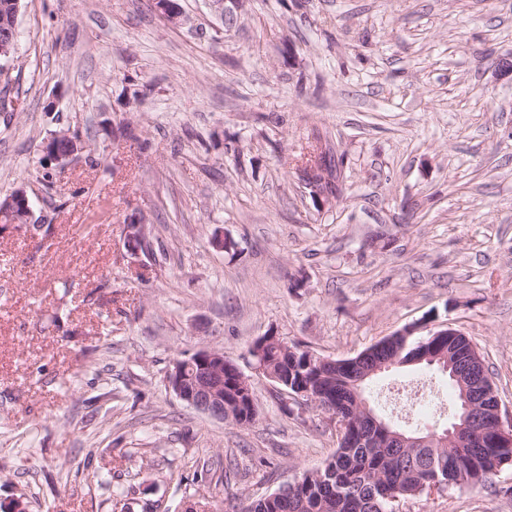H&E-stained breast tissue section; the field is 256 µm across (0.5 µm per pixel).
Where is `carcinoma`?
Wrapping results in <instances>:
<instances>
[{"mask_svg":"<svg viewBox=\"0 0 512 512\" xmlns=\"http://www.w3.org/2000/svg\"><path fill=\"white\" fill-rule=\"evenodd\" d=\"M323 172L316 173L301 164L298 170L311 189L338 194L331 164L324 152L316 155ZM459 347L457 339L428 336L416 340L391 335L355 357L334 359L322 369L309 367L308 353L294 347L275 344L265 347L258 359L265 371L292 382L311 383L318 406L332 412L349 426L338 432V446L323 467L309 472L266 497L249 502L244 512H393L395 503L415 497L433 485L454 488L483 485L495 475L494 464L512 458V447L494 442V432L485 436L478 448L449 447L438 441L402 446L379 430H372L360 418L359 407L365 401V384L376 374L375 365L394 358L398 362L440 361ZM236 376L224 373V418L239 426H250L258 417L257 409L238 406L235 400Z\"/></svg>","mask_w":512,"mask_h":512,"instance_id":"obj_1","label":"carcinoma"}]
</instances>
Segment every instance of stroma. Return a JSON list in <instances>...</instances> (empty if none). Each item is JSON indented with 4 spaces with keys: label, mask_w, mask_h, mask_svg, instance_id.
<instances>
[{
    "label": "stroma",
    "mask_w": 512,
    "mask_h": 512,
    "mask_svg": "<svg viewBox=\"0 0 512 512\" xmlns=\"http://www.w3.org/2000/svg\"><path fill=\"white\" fill-rule=\"evenodd\" d=\"M176 2L179 26L152 0H21L0 68V197L42 218L0 234V502L28 512H240L322 467L335 417L266 378L250 427L167 386L174 359L268 333L350 358L458 329L512 411V0H249L229 27ZM63 130L85 145L64 166L42 150ZM327 132L343 182L320 200L297 161ZM416 382L446 426L439 368L365 392L411 430ZM511 486L509 462L399 512H512Z\"/></svg>",
    "instance_id": "1"
}]
</instances>
